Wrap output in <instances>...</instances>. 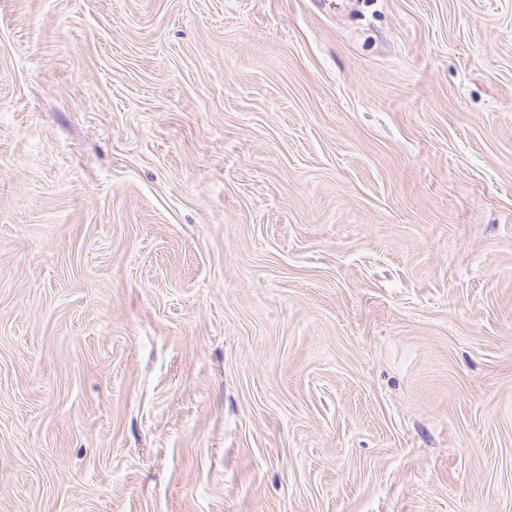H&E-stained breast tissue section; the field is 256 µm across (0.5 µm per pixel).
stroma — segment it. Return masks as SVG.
<instances>
[{
  "mask_svg": "<svg viewBox=\"0 0 512 512\" xmlns=\"http://www.w3.org/2000/svg\"><path fill=\"white\" fill-rule=\"evenodd\" d=\"M0 512H512V0H0Z\"/></svg>",
  "mask_w": 512,
  "mask_h": 512,
  "instance_id": "obj_1",
  "label": "stroma"
}]
</instances>
